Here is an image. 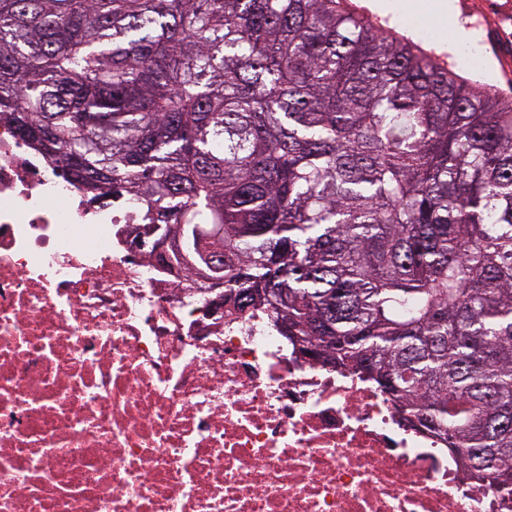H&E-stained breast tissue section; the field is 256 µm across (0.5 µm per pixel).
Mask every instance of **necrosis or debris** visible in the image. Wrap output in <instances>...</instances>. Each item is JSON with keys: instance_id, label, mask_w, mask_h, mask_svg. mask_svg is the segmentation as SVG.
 <instances>
[{"instance_id": "4bbe7bcc", "label": "necrosis or debris", "mask_w": 512, "mask_h": 512, "mask_svg": "<svg viewBox=\"0 0 512 512\" xmlns=\"http://www.w3.org/2000/svg\"><path fill=\"white\" fill-rule=\"evenodd\" d=\"M142 235L0 123V512H512Z\"/></svg>"}]
</instances>
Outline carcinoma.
<instances>
[{"label": "carcinoma", "mask_w": 512, "mask_h": 512, "mask_svg": "<svg viewBox=\"0 0 512 512\" xmlns=\"http://www.w3.org/2000/svg\"><path fill=\"white\" fill-rule=\"evenodd\" d=\"M0 122L512 490V97L339 0H0Z\"/></svg>", "instance_id": "cac0c4a2"}]
</instances>
